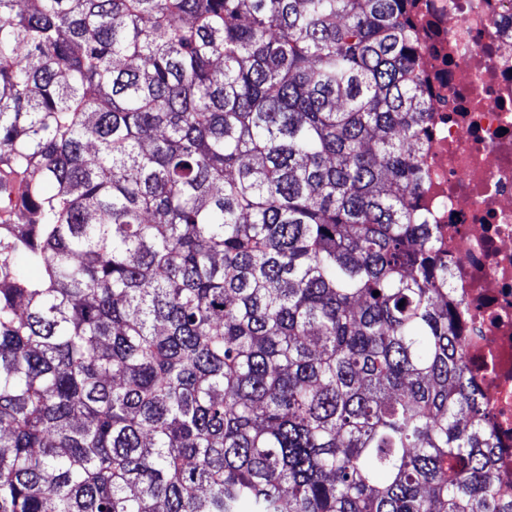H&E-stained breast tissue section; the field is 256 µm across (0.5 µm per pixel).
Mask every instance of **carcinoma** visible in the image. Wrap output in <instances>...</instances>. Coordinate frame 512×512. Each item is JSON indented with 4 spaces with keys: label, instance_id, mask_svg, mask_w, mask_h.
<instances>
[{
    "label": "carcinoma",
    "instance_id": "1",
    "mask_svg": "<svg viewBox=\"0 0 512 512\" xmlns=\"http://www.w3.org/2000/svg\"><path fill=\"white\" fill-rule=\"evenodd\" d=\"M413 15L0 0V512H512Z\"/></svg>",
    "mask_w": 512,
    "mask_h": 512
}]
</instances>
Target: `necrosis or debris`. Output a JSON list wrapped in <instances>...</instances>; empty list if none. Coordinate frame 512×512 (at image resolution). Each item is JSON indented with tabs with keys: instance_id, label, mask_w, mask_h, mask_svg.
Here are the masks:
<instances>
[{
	"instance_id": "necrosis-or-debris-1",
	"label": "necrosis or debris",
	"mask_w": 512,
	"mask_h": 512,
	"mask_svg": "<svg viewBox=\"0 0 512 512\" xmlns=\"http://www.w3.org/2000/svg\"><path fill=\"white\" fill-rule=\"evenodd\" d=\"M412 30L428 96L417 206L448 253L512 490V0H416Z\"/></svg>"
}]
</instances>
